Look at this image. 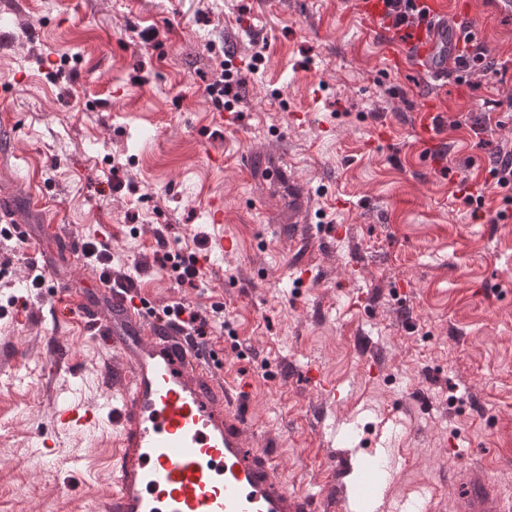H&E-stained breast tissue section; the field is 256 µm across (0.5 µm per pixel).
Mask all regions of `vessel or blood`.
Here are the masks:
<instances>
[{"mask_svg": "<svg viewBox=\"0 0 512 512\" xmlns=\"http://www.w3.org/2000/svg\"><path fill=\"white\" fill-rule=\"evenodd\" d=\"M359 19L398 48L396 63L441 79L459 41L477 40L476 20L512 15V0H417L418 15L395 25L385 0H360ZM109 294L105 313L79 303L83 317L123 365L112 394L116 433L112 489L96 512H319L316 498L283 481L273 450L250 434L235 388L224 383L216 356L203 355L186 330L148 314L142 293L99 278ZM60 424L73 432L94 425L97 412L61 407ZM382 476L369 463L360 485L337 498L336 512L373 501ZM462 512H512V501L474 477L456 486Z\"/></svg>", "mask_w": 512, "mask_h": 512, "instance_id": "vessel-or-blood-1", "label": "vessel or blood"}]
</instances>
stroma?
Masks as SVG:
<instances>
[{
  "label": "stroma",
  "mask_w": 512,
  "mask_h": 512,
  "mask_svg": "<svg viewBox=\"0 0 512 512\" xmlns=\"http://www.w3.org/2000/svg\"><path fill=\"white\" fill-rule=\"evenodd\" d=\"M479 48L465 82L433 83L389 66L356 0H0V202L25 226L0 237V512H87L110 490L111 414L75 434L56 412L102 405L121 367L53 312L57 281L102 304L66 243L103 235L155 311L210 316L198 347L250 383L254 430L323 512L370 458L373 512H456L452 472L512 499V189L487 180L512 149V21H485ZM228 69L224 121L208 88ZM427 99L444 114L434 151L413 128ZM488 111L498 127L474 135ZM215 197L239 250L178 287L156 256L212 235ZM300 260L308 279L289 271Z\"/></svg>",
  "instance_id": "1"
}]
</instances>
